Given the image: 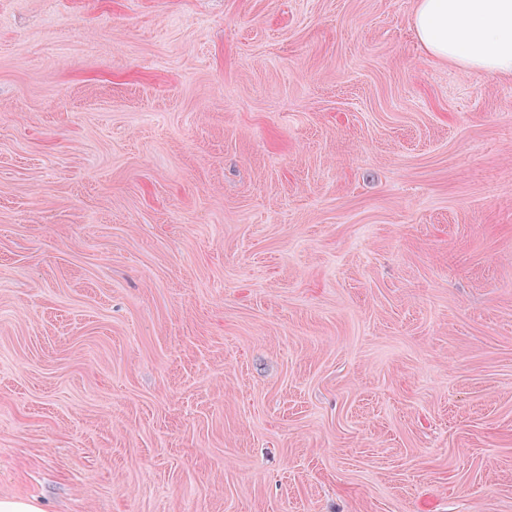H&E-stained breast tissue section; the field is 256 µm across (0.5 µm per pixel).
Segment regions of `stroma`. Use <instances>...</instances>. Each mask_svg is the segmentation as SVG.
Segmentation results:
<instances>
[{
    "mask_svg": "<svg viewBox=\"0 0 512 512\" xmlns=\"http://www.w3.org/2000/svg\"><path fill=\"white\" fill-rule=\"evenodd\" d=\"M417 0H0V497L512 512V78Z\"/></svg>",
    "mask_w": 512,
    "mask_h": 512,
    "instance_id": "stroma-1",
    "label": "stroma"
}]
</instances>
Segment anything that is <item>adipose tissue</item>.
I'll return each mask as SVG.
<instances>
[{
    "instance_id": "adipose-tissue-1",
    "label": "adipose tissue",
    "mask_w": 512,
    "mask_h": 512,
    "mask_svg": "<svg viewBox=\"0 0 512 512\" xmlns=\"http://www.w3.org/2000/svg\"><path fill=\"white\" fill-rule=\"evenodd\" d=\"M412 27L433 58L512 76V0H417Z\"/></svg>"
}]
</instances>
